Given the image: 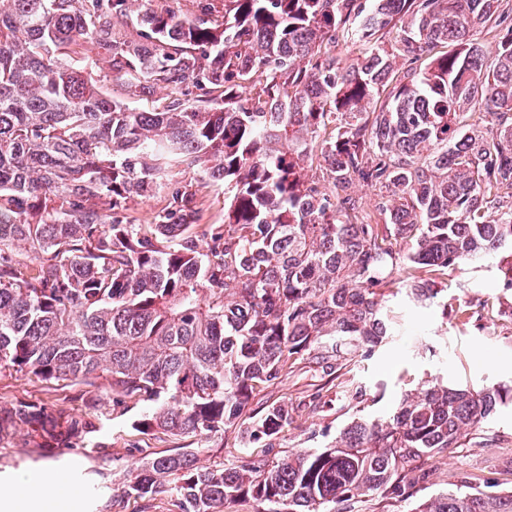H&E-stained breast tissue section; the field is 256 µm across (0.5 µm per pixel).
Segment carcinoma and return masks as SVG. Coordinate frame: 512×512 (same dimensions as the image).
Masks as SVG:
<instances>
[{"instance_id":"cac0c4a2","label":"carcinoma","mask_w":512,"mask_h":512,"mask_svg":"<svg viewBox=\"0 0 512 512\" xmlns=\"http://www.w3.org/2000/svg\"><path fill=\"white\" fill-rule=\"evenodd\" d=\"M169 2L0 0V372L143 402V434L208 436L295 356L330 370L393 335L395 282L434 305L448 270L495 258L512 288V0H224L222 14L193 0L189 15ZM90 53L132 100L166 90L162 105L113 99L77 64ZM180 165L224 184V219L201 223L178 190L130 223L128 202ZM358 187L376 191L377 221ZM506 405L512 386L428 383L327 448L230 468L146 458L122 496L172 484L179 512L409 499L420 463ZM249 419L245 444L292 409ZM20 426L48 448L99 429L0 402V444ZM414 512H512V491L462 485Z\"/></svg>"}]
</instances>
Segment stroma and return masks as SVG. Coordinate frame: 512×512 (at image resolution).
I'll return each instance as SVG.
<instances>
[{"mask_svg":"<svg viewBox=\"0 0 512 512\" xmlns=\"http://www.w3.org/2000/svg\"><path fill=\"white\" fill-rule=\"evenodd\" d=\"M197 194L204 223L224 215V187L207 183L200 170L173 169L154 196L130 202L127 216L140 224L163 207L174 190ZM495 262L462 265L449 271L444 297L453 307L468 310L469 320L442 316L439 307H419L404 294L389 292L387 306L400 325L399 332L358 362L342 366L337 375L323 371L310 355H303L274 385L264 388L254 406L285 402L293 408V421L271 439L242 445L237 429L206 438L158 439L137 432L133 423L144 405L116 409L101 391L86 392L69 382H46L32 375L0 373V401L35 403L65 410L76 418L106 413L101 429L90 434L82 448H57L40 454L42 440L30 429L18 428L12 447H0V487L18 476L50 465L67 472L79 489L56 512H177L175 492L153 499H126L124 486L146 455H165L183 447L202 464L230 467L239 461L283 458L304 448H324L353 418L386 416L402 395L439 380L452 386L481 388L496 383L512 386V293L497 287ZM365 390L359 406H349L343 385ZM427 478L411 499L378 494L342 503L343 512H410L431 496L456 488L462 481L493 483L498 490L512 489V407L498 410L479 431L465 434L460 448L434 458L425 466Z\"/></svg>","mask_w":512,"mask_h":512,"instance_id":"35a3bbf8","label":"stroma"}]
</instances>
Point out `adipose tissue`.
Wrapping results in <instances>:
<instances>
[{
	"label": "adipose tissue",
	"mask_w": 512,
	"mask_h": 512,
	"mask_svg": "<svg viewBox=\"0 0 512 512\" xmlns=\"http://www.w3.org/2000/svg\"><path fill=\"white\" fill-rule=\"evenodd\" d=\"M64 471L48 466L31 472L28 479L0 490V504L7 512H45L60 495H76Z\"/></svg>",
	"instance_id": "ef3b65f1"
}]
</instances>
